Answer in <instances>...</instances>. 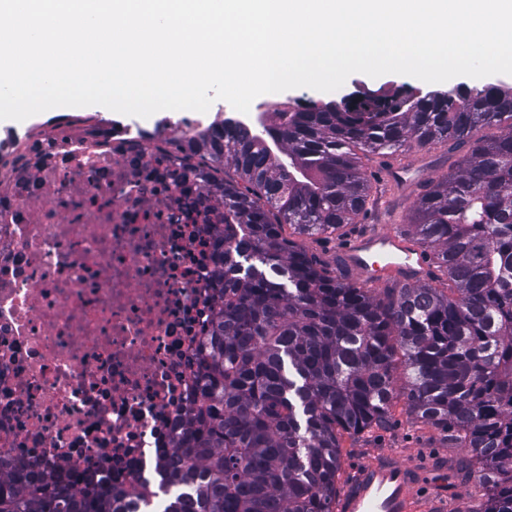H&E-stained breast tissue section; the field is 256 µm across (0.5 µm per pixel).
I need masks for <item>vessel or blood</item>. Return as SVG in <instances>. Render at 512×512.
<instances>
[{
	"label": "vessel or blood",
	"mask_w": 512,
	"mask_h": 512,
	"mask_svg": "<svg viewBox=\"0 0 512 512\" xmlns=\"http://www.w3.org/2000/svg\"><path fill=\"white\" fill-rule=\"evenodd\" d=\"M343 265L369 281L422 283L429 275L424 253L399 233L376 229L349 239L341 248ZM423 471L394 454L360 465L340 495L337 512H417Z\"/></svg>",
	"instance_id": "b4317fda"
}]
</instances>
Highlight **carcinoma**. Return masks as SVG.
Here are the masks:
<instances>
[{
	"label": "carcinoma",
	"instance_id": "carcinoma-1",
	"mask_svg": "<svg viewBox=\"0 0 512 512\" xmlns=\"http://www.w3.org/2000/svg\"><path fill=\"white\" fill-rule=\"evenodd\" d=\"M490 124L498 137H479ZM435 141L465 153L424 186L410 227L446 269L448 292L425 283L373 295L285 235L355 223L370 196L355 151ZM175 149L204 174L224 223L198 398L156 512H333L341 438L387 422L398 356L415 419L467 449L483 512H512V88L279 109L261 135L227 118ZM241 257L254 272L239 274ZM131 494L91 474L0 465V512H130Z\"/></svg>",
	"mask_w": 512,
	"mask_h": 512
}]
</instances>
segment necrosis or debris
<instances>
[{
  "label": "necrosis or debris",
  "mask_w": 512,
  "mask_h": 512,
  "mask_svg": "<svg viewBox=\"0 0 512 512\" xmlns=\"http://www.w3.org/2000/svg\"><path fill=\"white\" fill-rule=\"evenodd\" d=\"M137 117L0 147V463L159 485L224 206Z\"/></svg>",
  "instance_id": "necrosis-or-debris-1"
}]
</instances>
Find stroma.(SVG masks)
Here are the masks:
<instances>
[{"instance_id": "obj_1", "label": "stroma", "mask_w": 512, "mask_h": 512, "mask_svg": "<svg viewBox=\"0 0 512 512\" xmlns=\"http://www.w3.org/2000/svg\"><path fill=\"white\" fill-rule=\"evenodd\" d=\"M418 89L431 91L432 86L407 75L385 74L377 78L362 73L350 75L344 85L333 92H320L297 88L281 93L279 102L289 105L300 103H347L361 100L384 99L404 96ZM420 165L421 181L438 178L448 170V146L434 142L422 148L406 149L394 154L360 155L358 164L367 178L371 191L365 215L356 223L347 224L335 233L303 238L309 253L315 255L331 274L346 275L347 270L339 260V250L352 236L368 229L389 228L406 232L409 211L414 195H402L383 178L386 168L402 165L409 160ZM341 470L337 488H344L351 469L359 464L378 459L387 452L396 453L402 460L427 465L434 474V485L425 487L423 493L428 512H482L486 491L476 474L462 467L464 449L454 447L432 425L413 420L406 397H398L391 407L390 423L386 428L373 429L353 438H343Z\"/></svg>"}]
</instances>
